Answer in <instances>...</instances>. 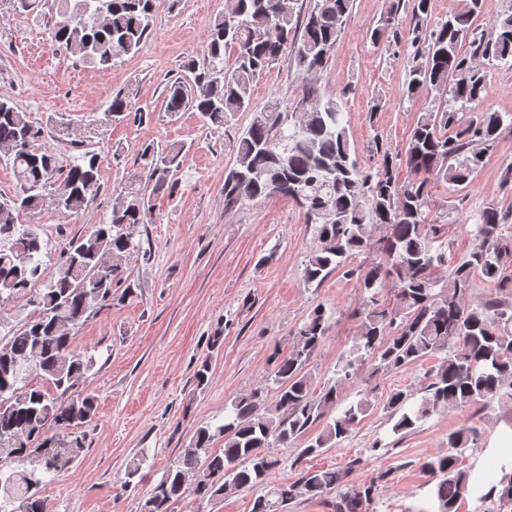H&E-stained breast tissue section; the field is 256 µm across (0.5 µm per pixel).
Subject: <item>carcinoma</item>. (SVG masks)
Instances as JSON below:
<instances>
[{"label": "carcinoma", "instance_id": "cac0c4a2", "mask_svg": "<svg viewBox=\"0 0 512 512\" xmlns=\"http://www.w3.org/2000/svg\"><path fill=\"white\" fill-rule=\"evenodd\" d=\"M64 2L52 20V42L95 69H109L114 59L138 52L148 36L152 0ZM482 3L455 0L448 19L432 28L431 0H413L408 17L400 16L401 0H391L371 39L379 44L408 24L414 52L403 97L411 100L426 89L440 104L419 113L404 151L383 152L376 172H364L352 158L338 103L323 100L312 83L302 90L292 132L281 129L283 115L273 103L238 138L236 164L224 181V205L231 209L266 198L272 186L280 187L279 196L302 208L314 225L317 246L305 263L307 283L320 285L346 267L376 233L385 260L360 271L363 309L354 358L343 376L318 392L305 371L326 332L325 309L317 306L296 331L292 347L276 359L275 401L265 404L259 390L233 399L223 423L196 430L139 503V512H171L187 495L221 499L265 483L277 461L263 449L300 439L320 421L322 429L306 441L300 458L339 445L370 402L361 399L336 415L338 388L353 379L356 362L368 358L379 369L393 370L442 355L419 403L407 404L403 392L391 394L395 433L416 429L442 408L479 401L512 405V300L472 297L477 277L501 290L512 286V234L505 233L497 208H484L472 230L475 247L443 280L437 276L448 267V253L439 243L442 225L428 220L431 183L469 187L502 128H512L511 112L481 107L490 70L475 63L481 56L512 67V13L495 21V37L487 39L477 24ZM297 5L298 0H225L224 12L209 24L203 62L184 65L193 80L177 79L168 87L165 110L190 107L207 123L227 124L250 109L254 83L288 49L299 70L322 71L352 0H316L304 14ZM467 39L469 55L462 51ZM228 50L234 63L226 68ZM44 140V128L0 96V153L12 161L19 184L0 199V304L19 303L16 321L0 318V330H6L0 334V462L13 464L7 472L0 469V512H47L44 478L65 471L80 456L82 427L98 407L95 396L80 388L95 359L78 347L75 332L112 301L128 257L140 249L136 229L154 220L139 185L147 182L154 195L174 194L177 183L170 175L183 152L177 144L161 151L144 147L142 172L124 188L109 220L89 225L59 261L46 264L38 233L18 217L40 208L47 193L65 214L86 211L99 188L101 158L86 151L83 163L66 167ZM401 167L413 175L406 185L398 180ZM389 281L394 300L386 306L381 292ZM52 430L66 431V438ZM481 434L479 426L463 425L448 434L447 454L423 464L432 484L426 512H457L473 491L482 492L483 503L512 504V461L503 460L481 478L460 467ZM218 440L224 448L217 451ZM346 476L343 470L305 468L297 480L258 498L253 512H285L301 496L336 489L335 512H362L375 485H349Z\"/></svg>", "mask_w": 512, "mask_h": 512}]
</instances>
